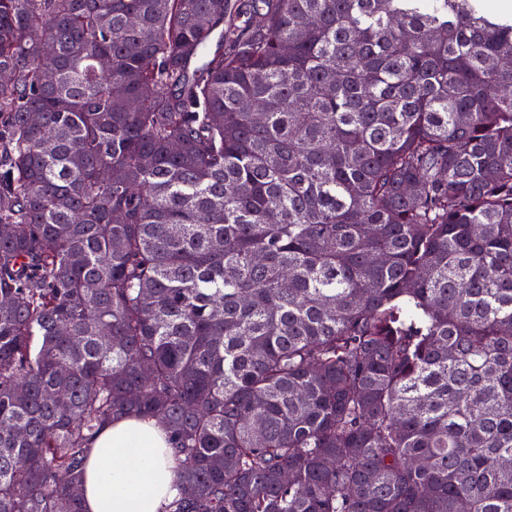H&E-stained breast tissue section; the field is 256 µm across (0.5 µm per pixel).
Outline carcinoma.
I'll list each match as a JSON object with an SVG mask.
<instances>
[{"mask_svg": "<svg viewBox=\"0 0 512 512\" xmlns=\"http://www.w3.org/2000/svg\"><path fill=\"white\" fill-rule=\"evenodd\" d=\"M507 58L483 0H0V512L120 414L161 512H512Z\"/></svg>", "mask_w": 512, "mask_h": 512, "instance_id": "cac0c4a2", "label": "carcinoma"}]
</instances>
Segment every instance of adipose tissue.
<instances>
[{
  "instance_id": "adipose-tissue-1",
  "label": "adipose tissue",
  "mask_w": 512,
  "mask_h": 512,
  "mask_svg": "<svg viewBox=\"0 0 512 512\" xmlns=\"http://www.w3.org/2000/svg\"><path fill=\"white\" fill-rule=\"evenodd\" d=\"M176 479L157 419L120 417L95 437L82 489L84 512H160Z\"/></svg>"
}]
</instances>
